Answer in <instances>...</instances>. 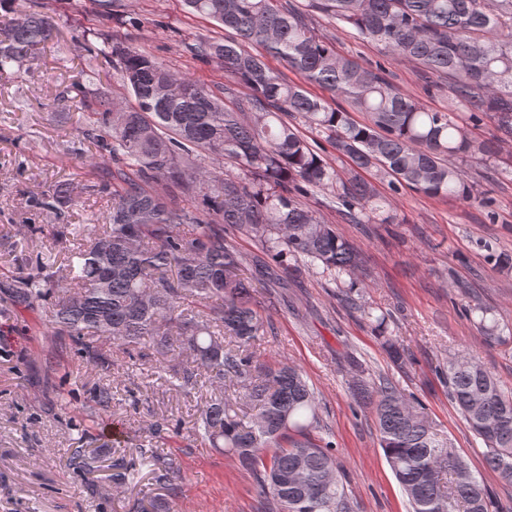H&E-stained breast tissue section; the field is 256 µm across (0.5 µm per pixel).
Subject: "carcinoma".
Listing matches in <instances>:
<instances>
[{
    "instance_id": "1",
    "label": "carcinoma",
    "mask_w": 512,
    "mask_h": 512,
    "mask_svg": "<svg viewBox=\"0 0 512 512\" xmlns=\"http://www.w3.org/2000/svg\"><path fill=\"white\" fill-rule=\"evenodd\" d=\"M182 3L234 33L200 37L191 51L217 63L247 93L228 85L215 91L98 35L63 99L84 113L79 134L95 149L84 168L110 195L108 223L61 225L59 234L72 238L66 266L56 268V256L43 253L36 273L15 277L7 289L25 306L53 296L48 335L93 367H111L114 346L125 350L131 367L152 351L170 356L160 371L175 390L187 395L206 383L220 387L194 434L256 476L268 512H352L336 449L312 437L318 403L307 379L294 366L255 356L269 322L240 274L243 256L224 238V225L252 236L284 269L303 257L337 280L355 275L363 258L301 200L309 189L336 199L352 224L396 219L363 177L371 169L395 192L474 198L462 165L495 159L499 142L512 139V0H307L391 60L411 61L437 78L434 87L448 82L452 109L446 112L421 107L386 80L384 68L338 55L283 0ZM51 38V25L34 9L3 23L0 75L37 58ZM250 44L265 54L250 52ZM266 54L366 113L368 122L352 121L346 109L288 81L267 65ZM107 68L118 75L119 95L103 86ZM460 112L474 122L489 118L498 136H470ZM297 118L350 159L349 178L301 135ZM201 153L218 166L196 163ZM228 162L243 176L224 173ZM199 196L207 206L203 215L185 205ZM77 203L67 182L37 200L58 220ZM443 371L450 400L485 445L486 464L512 483V388L472 353L448 358ZM361 393L412 512H491L489 489L411 396L387 379L361 386ZM241 399L257 413L243 412ZM112 400V387H96L94 406L106 409ZM112 468L115 484L140 482L133 465Z\"/></svg>"
}]
</instances>
